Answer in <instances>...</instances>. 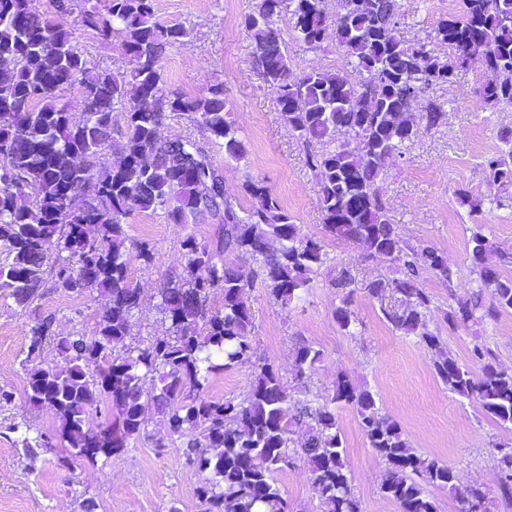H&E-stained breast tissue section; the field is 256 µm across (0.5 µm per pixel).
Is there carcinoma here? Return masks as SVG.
I'll use <instances>...</instances> for the list:
<instances>
[{
	"instance_id": "cac0c4a2",
	"label": "carcinoma",
	"mask_w": 512,
	"mask_h": 512,
	"mask_svg": "<svg viewBox=\"0 0 512 512\" xmlns=\"http://www.w3.org/2000/svg\"><path fill=\"white\" fill-rule=\"evenodd\" d=\"M336 14L325 0H256L244 19L255 43V62L275 94L277 109L293 136L310 148L307 164L319 181L318 207L332 236L352 242L370 257L398 263L397 277L375 280L367 293L391 305L383 308L393 327L417 338L432 353V367L448 390L476 399L500 424L512 425V372L482 364L476 372L444 348L427 314L432 295L419 286L426 273L443 284L450 270L433 247H410L387 217L377 179L389 159L411 142L417 126L406 124L404 109L433 83H446L457 67L481 68L486 80L479 94L495 107L512 105V0H461L458 14L439 21L435 43L449 50L441 57L430 43L407 46L400 37L399 0H339ZM291 12L298 41L315 48L332 29L336 43L363 74L352 81L346 70L293 74L276 19ZM81 22L104 41L121 38V50L135 62L130 72L92 71L63 23L32 12L30 0H0V293L19 308L40 296L45 268L54 285L70 294L97 291L106 304L93 337L77 332L56 337L46 317L27 332L26 359L53 339L66 361L63 369L27 372L25 402L57 418V437L71 456L90 463L123 454L142 434L144 416L154 406L171 436L182 440L186 459L206 476L197 497L206 512H286L274 478L303 456L321 512H360L344 459L336 405L356 409L359 426L385 465L380 490L400 512H438L434 487L457 495L461 512H489L490 497L479 485H464L436 458L409 446L400 426L380 414L374 394L339 377L333 393L319 402H290L280 372L259 368L248 396L240 402L203 395L209 376L248 363L255 329L249 304L252 285L229 257L246 254L258 265L268 294L288 308L325 263L321 242L299 225L265 182L246 175L243 192L251 207L241 214L224 188L223 173L197 147L164 135L170 114L203 126L240 161L246 145L231 118L224 89L199 96L167 89L160 62L167 48L187 45L190 31L163 24L156 0H104L82 11ZM78 86L83 119L58 101L64 86ZM121 109L119 164L94 170V159L112 138V112ZM448 120L443 105L429 101L420 113L427 128ZM343 132L351 141L315 150ZM503 147L483 163L489 182L512 184V129L499 133ZM160 211L170 224L220 223L213 245L193 235L183 242V276L160 289L162 310L171 322L167 336L141 346L126 343L141 297L129 278V249L150 263L147 240L126 246V220ZM60 256L48 262L47 247ZM493 242L476 225L469 258L479 288L456 301L447 314L457 326L483 311L493 317L512 310V278L485 263ZM353 279L342 271L333 283L341 290L334 318L340 330L353 324ZM223 307L210 309L213 291ZM321 360L309 343L295 350V379L302 382ZM156 381L151 401L142 398L146 379ZM109 406L107 422L86 427L85 417L100 401ZM305 440L291 448V435ZM502 501H512V448L499 447Z\"/></svg>"
}]
</instances>
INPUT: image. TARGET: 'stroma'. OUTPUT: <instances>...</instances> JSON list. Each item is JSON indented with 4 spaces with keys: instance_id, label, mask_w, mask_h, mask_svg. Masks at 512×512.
Returning a JSON list of instances; mask_svg holds the SVG:
<instances>
[{
    "instance_id": "1",
    "label": "stroma",
    "mask_w": 512,
    "mask_h": 512,
    "mask_svg": "<svg viewBox=\"0 0 512 512\" xmlns=\"http://www.w3.org/2000/svg\"><path fill=\"white\" fill-rule=\"evenodd\" d=\"M58 0H31L38 13L60 17L73 41L93 69L129 72L133 61L123 56L118 42L102 41L81 23L85 0H65L68 11L58 14ZM256 0H156L161 22L179 23L191 30L188 45L173 46L162 60L168 89L187 96L206 94L219 85L247 146L244 161L235 162L209 132L186 116L175 114L165 134L173 140L196 144L224 174L228 196L241 209L251 205L241 184L245 175L261 178L282 207L300 224L304 234L323 245L326 260L301 300L282 309L270 297L256 266L238 257L234 266L252 282L250 304L255 329L252 345L256 355L249 363L215 372L204 391L215 401H240L249 393L262 364L279 369L291 399L331 394L338 376L376 396L383 415L402 428L410 447L454 468L463 484H478L496 492L500 475L498 445H512V429L500 427L479 401L458 397L436 377L431 356L415 337L395 330L383 317L380 304L368 296L365 286L375 279L395 277V263L364 257L361 248L328 234L318 208V185L306 165L307 148L288 131L276 109L275 95L263 81L253 58L254 40L243 20ZM401 36L405 43L429 40L441 18L451 10L443 0H400ZM280 37L292 70L303 74L314 69L347 70L351 64L333 34L310 48L296 41L288 14L277 19ZM485 74L478 66L458 71L451 83L426 88L425 98L440 102L448 121L436 128H419L402 153L394 155L377 181V192L386 213L402 238L413 248L427 246L445 256L452 272L450 284L422 275L420 285L433 297L429 314L431 329L460 363L479 369L474 345H482L489 362L512 371V311L493 320L477 318L449 328L446 314L455 299L468 296L479 282L469 259L470 228L479 223L493 242L488 265L512 276V185H489L482 161L499 147L497 134L512 129V105L482 108L477 88ZM480 201L478 211L460 204L458 191ZM130 240H149L157 260L145 264L131 257L129 277L141 294V306L131 319L129 344L143 345L166 335L169 322L159 308L158 290L181 274L185 257L182 242L195 236L212 242V221L171 224L162 213L131 216L125 226ZM355 278L354 334L341 331L333 317L340 294L333 281L342 269ZM105 300L99 293L68 294L45 279L40 299L19 309L0 293V387L12 392L11 403L0 405V512H204L196 495L202 479L197 467L186 464L179 438L168 436L156 412H148L141 436L117 460L89 465L80 460L63 467L69 451L55 435L58 423L46 410H28L24 403L29 327L50 317L58 335L73 332L94 335ZM303 341L322 353L305 388H298L294 351ZM345 445V462L352 478L361 512H399L385 498L380 486L385 466L376 458L350 407L336 410ZM26 423L32 434L54 437L52 447L38 449L36 457L25 454L14 425ZM275 478L288 512H320L303 457Z\"/></svg>"
}]
</instances>
